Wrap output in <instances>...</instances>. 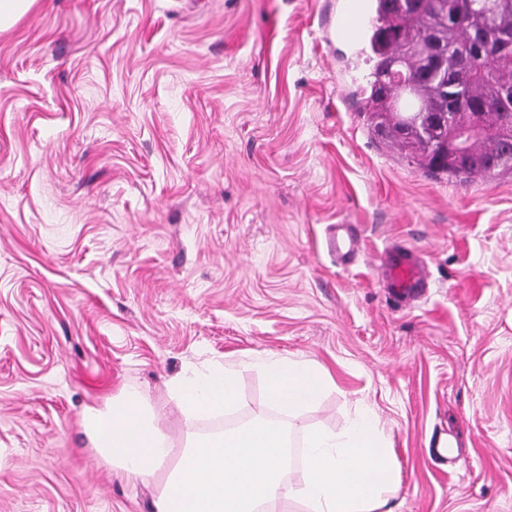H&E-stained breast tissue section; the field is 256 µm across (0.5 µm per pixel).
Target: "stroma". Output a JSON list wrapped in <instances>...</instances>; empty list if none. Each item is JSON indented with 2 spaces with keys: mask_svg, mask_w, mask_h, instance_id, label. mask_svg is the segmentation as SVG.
<instances>
[{
  "mask_svg": "<svg viewBox=\"0 0 512 512\" xmlns=\"http://www.w3.org/2000/svg\"><path fill=\"white\" fill-rule=\"evenodd\" d=\"M329 0H36L0 33V512H151L81 425L121 389L237 370L222 415L384 429L393 512H512V174L459 182L375 141L372 65L322 38ZM355 228L347 266L325 246ZM395 243L429 286L395 300ZM325 367L286 418L259 361Z\"/></svg>",
  "mask_w": 512,
  "mask_h": 512,
  "instance_id": "stroma-1",
  "label": "stroma"
}]
</instances>
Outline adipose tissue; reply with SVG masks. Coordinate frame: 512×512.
<instances>
[{
    "label": "adipose tissue",
    "instance_id": "obj_1",
    "mask_svg": "<svg viewBox=\"0 0 512 512\" xmlns=\"http://www.w3.org/2000/svg\"><path fill=\"white\" fill-rule=\"evenodd\" d=\"M260 367L270 402L288 418L314 405L330 383L325 368L307 361L268 359ZM169 390L181 411L197 415L223 412L239 400L236 374L230 369L174 378ZM167 414V404L152 403L147 393L125 391L104 409H88L83 426L92 448L110 467L150 477L173 452L161 426Z\"/></svg>",
    "mask_w": 512,
    "mask_h": 512
}]
</instances>
